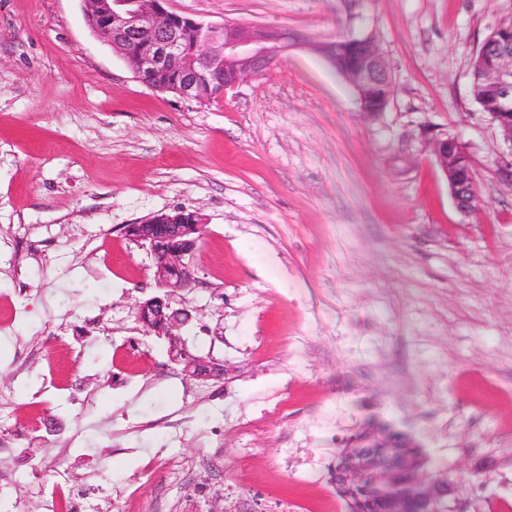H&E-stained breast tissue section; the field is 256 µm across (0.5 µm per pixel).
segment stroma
<instances>
[{"label":"stroma","mask_w":512,"mask_h":512,"mask_svg":"<svg viewBox=\"0 0 512 512\" xmlns=\"http://www.w3.org/2000/svg\"><path fill=\"white\" fill-rule=\"evenodd\" d=\"M171 6L373 35L392 99L364 114L301 47L219 98L178 99L135 79L82 0H0V512H42L61 468L111 500L138 478L154 512H347L331 463L372 418L471 512H512V180L470 92L512 0ZM431 129L468 148L470 215ZM176 207L206 222L180 339L223 366L211 380L135 318L154 261L123 227ZM171 359L178 365L182 366V372L186 377L193 379H207L211 377L220 376L224 373V368L222 365L213 364L212 366L207 365L205 363L199 362V358L197 356H193L198 358L199 360L189 359L188 356L182 357L177 356L175 352L171 351Z\"/></svg>","instance_id":"1"}]
</instances>
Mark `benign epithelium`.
I'll return each instance as SVG.
<instances>
[{
  "label": "benign epithelium",
  "instance_id": "benign-epithelium-1",
  "mask_svg": "<svg viewBox=\"0 0 512 512\" xmlns=\"http://www.w3.org/2000/svg\"><path fill=\"white\" fill-rule=\"evenodd\" d=\"M95 8L99 15L97 34L124 60L132 61L134 77L154 91H170L187 100H211L267 69L288 48L311 46L330 62L338 52L349 54L352 66L344 76L358 96L361 111L382 112L388 106L367 97L370 88L391 83L371 35L351 36L338 43L301 39L284 27L236 21L206 24L173 10L170 0H102ZM485 44L478 63L482 91L486 92L489 118L511 147L500 156L499 171L512 178V22L498 23ZM171 68L176 75L167 87L154 82L158 74ZM429 148L458 209L471 213L475 191L466 145L444 133L431 136ZM204 227L199 212L184 208L124 226L125 235L154 258V279L162 294L138 302L135 308L138 322L157 336L176 337L191 319L190 310L184 305L174 306L173 298L196 286L192 257ZM171 359L189 378L207 379L224 373L219 364L210 366L174 352ZM387 447L385 437L377 433L342 452V462L333 477L345 500L360 490L383 498L386 512H469L467 504L450 502L454 488L446 476L414 468L406 480H400L399 468L382 453Z\"/></svg>",
  "mask_w": 512,
  "mask_h": 512
}]
</instances>
